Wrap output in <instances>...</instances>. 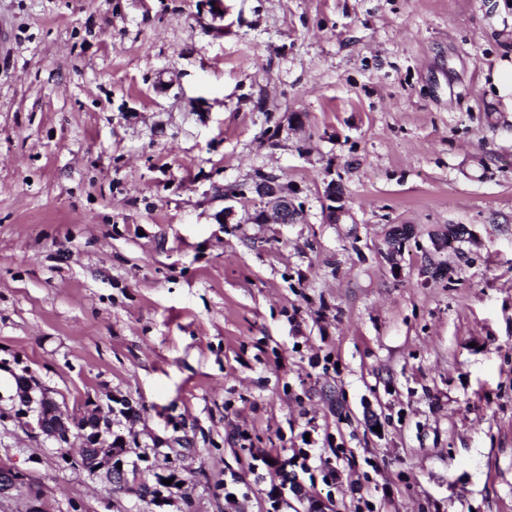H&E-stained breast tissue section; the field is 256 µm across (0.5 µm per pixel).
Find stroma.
<instances>
[{"mask_svg": "<svg viewBox=\"0 0 512 512\" xmlns=\"http://www.w3.org/2000/svg\"><path fill=\"white\" fill-rule=\"evenodd\" d=\"M2 28L0 512H268L278 483L354 512V481L512 512V0H0ZM258 170L298 223L225 203ZM451 224L477 241L425 279ZM22 373L136 407L123 481L16 416ZM309 429V470L257 463ZM327 197L328 199L338 206L331 205L327 212V221L330 224H342L349 215V209L344 204L343 194L336 187V182L332 181L327 186ZM330 217V218H329Z\"/></svg>", "mask_w": 512, "mask_h": 512, "instance_id": "35a3bbf8", "label": "stroma"}]
</instances>
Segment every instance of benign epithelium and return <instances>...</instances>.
<instances>
[{"label": "benign epithelium", "instance_id": "obj_1", "mask_svg": "<svg viewBox=\"0 0 512 512\" xmlns=\"http://www.w3.org/2000/svg\"><path fill=\"white\" fill-rule=\"evenodd\" d=\"M262 198L272 204L276 222L294 224L297 222L298 208L288 202V196L279 192L273 183L259 186ZM327 197L333 203L328 209V223L340 224L349 216V209L343 202V194L332 181L327 186ZM432 249L430 254L435 260L423 270V275H431V269L447 267L442 256L448 252L444 238L437 233L430 237ZM16 395L18 409L16 413L23 418H32L36 428L45 436L56 440L59 444L69 442L70 425L76 424L81 432L82 446L76 463L92 472L105 471L110 477L117 473V448L121 447L118 440L112 439V428L109 416L103 415L99 409H91L77 420L63 413L56 401L48 395L34 379L25 375L17 376ZM23 480L21 474L13 470H0V495L14 489Z\"/></svg>", "mask_w": 512, "mask_h": 512}]
</instances>
